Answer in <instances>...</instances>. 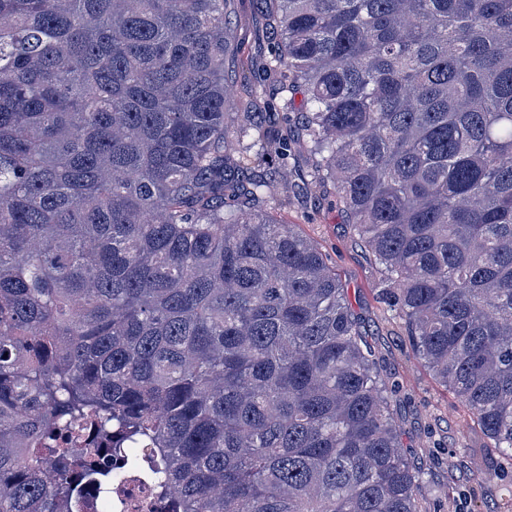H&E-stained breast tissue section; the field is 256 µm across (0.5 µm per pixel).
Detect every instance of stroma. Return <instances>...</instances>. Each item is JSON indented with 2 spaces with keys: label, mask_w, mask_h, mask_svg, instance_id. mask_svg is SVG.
<instances>
[{
  "label": "stroma",
  "mask_w": 512,
  "mask_h": 512,
  "mask_svg": "<svg viewBox=\"0 0 512 512\" xmlns=\"http://www.w3.org/2000/svg\"><path fill=\"white\" fill-rule=\"evenodd\" d=\"M228 12L240 59L258 62L268 57L277 38L259 0H231ZM268 212L277 222L297 225L327 254L348 290L367 342L382 357L384 370L399 382L393 399L405 429L404 451L425 474L428 512H512V476L487 482L480 475L488 466H502V458L491 448L473 451V444L483 439L476 419L413 357L400 325L376 298L378 273L371 253L332 196H295L285 206L269 204ZM443 488L447 497H437Z\"/></svg>",
  "instance_id": "35a3bbf8"
}]
</instances>
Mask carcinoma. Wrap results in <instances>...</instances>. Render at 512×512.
I'll list each match as a JSON object with an SVG mask.
<instances>
[{
    "label": "carcinoma",
    "mask_w": 512,
    "mask_h": 512,
    "mask_svg": "<svg viewBox=\"0 0 512 512\" xmlns=\"http://www.w3.org/2000/svg\"><path fill=\"white\" fill-rule=\"evenodd\" d=\"M229 2L0 0V512H77L74 482L144 463L146 510L425 512L399 383L265 211L301 152L512 460V0H263L297 137L255 121L265 81L233 100Z\"/></svg>",
    "instance_id": "1"
}]
</instances>
